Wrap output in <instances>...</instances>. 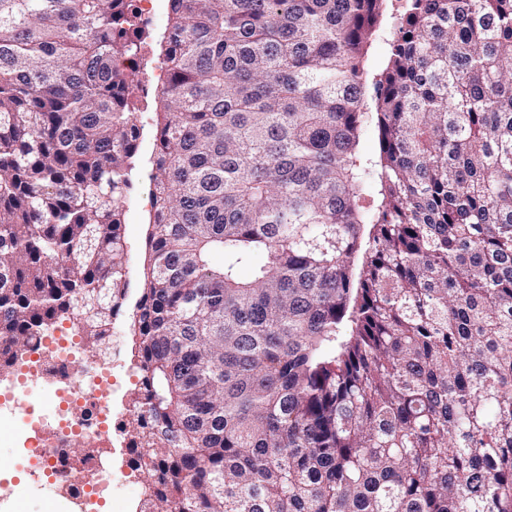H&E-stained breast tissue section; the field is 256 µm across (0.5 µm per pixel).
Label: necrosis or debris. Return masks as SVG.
I'll list each match as a JSON object with an SVG mask.
<instances>
[{"mask_svg": "<svg viewBox=\"0 0 512 512\" xmlns=\"http://www.w3.org/2000/svg\"><path fill=\"white\" fill-rule=\"evenodd\" d=\"M80 339L71 329L58 326L35 341L21 367V382L43 386L51 401L49 411L32 417L27 425L29 448L49 470L55 496L67 512H91L95 499L118 489L126 481L121 472L106 469L101 457L78 462L71 448L89 444L103 447L122 438L127 410L112 408L117 393L120 346L111 357L80 361Z\"/></svg>", "mask_w": 512, "mask_h": 512, "instance_id": "1", "label": "necrosis or debris"}]
</instances>
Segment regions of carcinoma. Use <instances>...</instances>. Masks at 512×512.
<instances>
[{
  "instance_id": "cac0c4a2",
  "label": "carcinoma",
  "mask_w": 512,
  "mask_h": 512,
  "mask_svg": "<svg viewBox=\"0 0 512 512\" xmlns=\"http://www.w3.org/2000/svg\"><path fill=\"white\" fill-rule=\"evenodd\" d=\"M391 2L169 0L139 512H512V0ZM137 18L0 0V374L128 302Z\"/></svg>"
}]
</instances>
